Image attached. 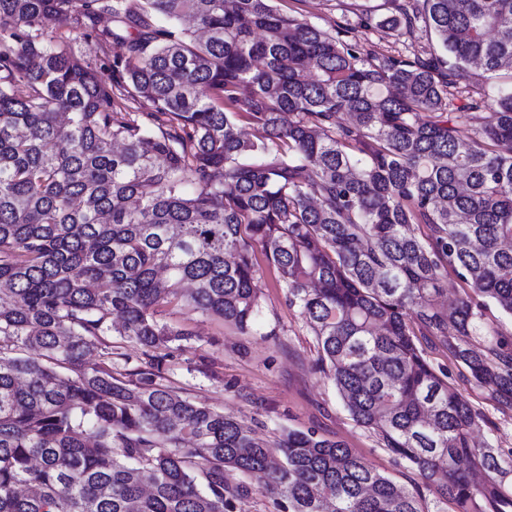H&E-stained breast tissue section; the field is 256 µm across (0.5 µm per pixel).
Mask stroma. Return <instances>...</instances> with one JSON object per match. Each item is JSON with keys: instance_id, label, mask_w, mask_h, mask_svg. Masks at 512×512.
Here are the masks:
<instances>
[{"instance_id": "35a3bbf8", "label": "stroma", "mask_w": 512, "mask_h": 512, "mask_svg": "<svg viewBox=\"0 0 512 512\" xmlns=\"http://www.w3.org/2000/svg\"><path fill=\"white\" fill-rule=\"evenodd\" d=\"M404 2L275 0L282 13L328 30L373 9L382 16L397 12ZM42 33L54 46L95 70L120 51L112 43L77 37L70 24L56 20L43 23ZM364 36L369 49L386 56L411 58L435 44L433 33L422 25L410 37L381 28L367 30ZM254 263L261 313L250 332L240 333L221 319L177 305L165 308L163 322L186 330L187 335L158 350L163 383L243 421L271 442L291 431H313L342 441L396 483L411 485L412 474L395 466L375 436L353 421L334 384L321 372L316 340L297 310L289 307L287 291L280 288L278 274L262 249H255ZM420 346L435 370L446 373L449 383L481 412L484 422L474 434L475 441L512 448V410L497 409L436 337H421Z\"/></svg>"}]
</instances>
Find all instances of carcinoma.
<instances>
[{"label":"carcinoma","instance_id":"cac0c4a2","mask_svg":"<svg viewBox=\"0 0 512 512\" xmlns=\"http://www.w3.org/2000/svg\"><path fill=\"white\" fill-rule=\"evenodd\" d=\"M416 2L378 25L422 21L448 57L379 58L372 15L346 40L273 0H0V512H231L238 475L276 512H430L423 487L512 512V448L474 445L481 413L417 338L512 410V340L485 322L489 301L512 316V87L478 126L448 97L512 69V0ZM103 13L109 82L40 29ZM127 94L151 111H114ZM257 245L350 416L420 484L314 431L274 452L161 382L163 305L255 326ZM450 271L472 293L448 313ZM114 332L145 367L112 371Z\"/></svg>","mask_w":512,"mask_h":512}]
</instances>
